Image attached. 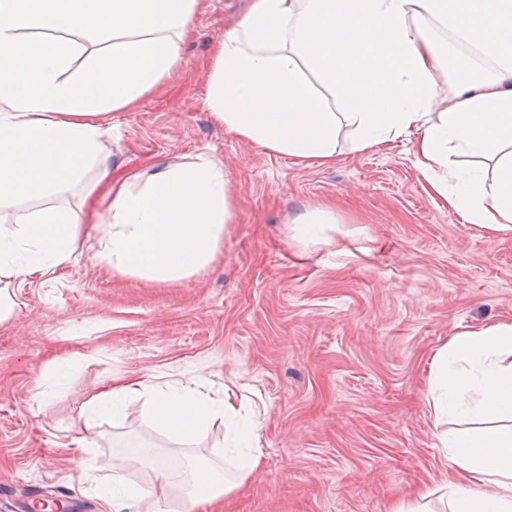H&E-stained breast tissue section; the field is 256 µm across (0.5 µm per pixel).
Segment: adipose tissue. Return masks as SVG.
<instances>
[{"label":"adipose tissue","instance_id":"ef3b65f1","mask_svg":"<svg viewBox=\"0 0 512 512\" xmlns=\"http://www.w3.org/2000/svg\"><path fill=\"white\" fill-rule=\"evenodd\" d=\"M197 3L0 0V209L61 190L87 165L101 168L82 214L48 207L0 232V283L68 260L103 203L112 235L102 258L113 275L173 283L216 260L236 210L223 164L166 165L136 190L108 164L103 131L90 121L131 108L182 64ZM436 25L493 68L465 66L441 81ZM82 35L100 49L86 54ZM78 60L80 75L68 78ZM444 85L451 96L438 112ZM205 105L225 131L308 166L335 162L344 131L355 152L411 140L416 168L444 207L464 223L512 230V0H252L224 30ZM465 156L493 165L471 168ZM430 386L436 416L468 424L439 437L448 466L439 490H416L394 512H431L435 496L448 512H512V323L451 336L431 359ZM134 397L175 445L219 421L239 447L233 476L207 462L192 467L182 512H215L259 466V427L238 420L230 399L120 379L87 407L119 425ZM164 498L130 488L103 496L102 510L164 512Z\"/></svg>","mask_w":512,"mask_h":512}]
</instances>
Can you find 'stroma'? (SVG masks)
Instances as JSON below:
<instances>
[{
    "label": "stroma",
    "instance_id": "35a3bbf8",
    "mask_svg": "<svg viewBox=\"0 0 512 512\" xmlns=\"http://www.w3.org/2000/svg\"><path fill=\"white\" fill-rule=\"evenodd\" d=\"M251 0H199L183 63L122 112L97 114L112 165L142 185L161 165L215 156L236 201L215 263L175 283L116 277L100 260L111 223L83 226L68 261L11 282L0 322V512L60 500L102 512L113 457L138 449L126 484L151 486L154 461L178 512L190 468L229 436L211 426L182 457L129 402L123 425L84 421L118 377L231 395L260 427L258 470L224 512H390L443 468L429 391L432 354L463 329L512 322V232L442 209L409 145L350 151L308 167L227 132L204 106L214 49ZM97 178L13 213H77ZM329 206L337 226L305 244L292 221Z\"/></svg>",
    "mask_w": 512,
    "mask_h": 512
}]
</instances>
